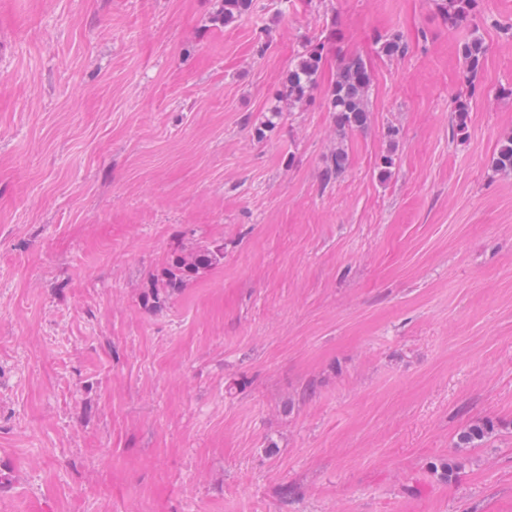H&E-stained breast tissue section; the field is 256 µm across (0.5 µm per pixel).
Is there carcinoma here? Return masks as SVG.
Returning <instances> with one entry per match:
<instances>
[{
	"label": "carcinoma",
	"instance_id": "cac0c4a2",
	"mask_svg": "<svg viewBox=\"0 0 512 512\" xmlns=\"http://www.w3.org/2000/svg\"><path fill=\"white\" fill-rule=\"evenodd\" d=\"M478 0H439L440 9L451 29L468 24L476 16ZM252 0H220L219 9L211 20L215 24L227 26L249 12ZM377 56L400 58L408 54L411 43L399 32L380 35L375 41ZM325 45L310 43L288 67L279 98L290 105L307 101L316 85L323 65ZM459 53L468 82H474L483 68L488 47L479 36H472L460 45ZM371 83L368 65L359 57L351 58L336 72L335 81L326 90L327 107L333 114L336 127L341 130L362 129L369 117L367 92ZM348 155L343 146H336L326 160L324 181L329 182L341 175L347 165ZM492 168L497 173L512 174V137L503 140ZM224 252L218 248H202L172 259L164 273L162 287L174 292L184 282L199 275L218 260Z\"/></svg>",
	"mask_w": 512,
	"mask_h": 512
}]
</instances>
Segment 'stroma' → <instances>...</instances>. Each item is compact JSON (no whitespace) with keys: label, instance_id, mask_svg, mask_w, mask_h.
<instances>
[{"label":"stroma","instance_id":"35a3bbf8","mask_svg":"<svg viewBox=\"0 0 512 512\" xmlns=\"http://www.w3.org/2000/svg\"><path fill=\"white\" fill-rule=\"evenodd\" d=\"M218 6L0 0V512H512V0L455 30L435 0ZM356 55L370 123L341 132ZM200 246L221 263L156 292ZM252 0H220L219 9L211 20L214 24L227 26L249 12ZM377 56L387 59L400 58L408 54L411 43L399 32L380 35L376 41ZM459 53L467 80L471 86V93L472 91L474 93L475 86L473 82L483 68L488 47L481 37L474 35L460 45ZM325 45L321 42L307 44L305 49L288 67L279 98L288 105L306 102L310 91L316 85L323 65ZM370 83L368 65L360 57L350 58L337 70L336 79L325 95L339 130L366 126L369 117L366 97Z\"/></svg>","mask_w":512,"mask_h":512}]
</instances>
